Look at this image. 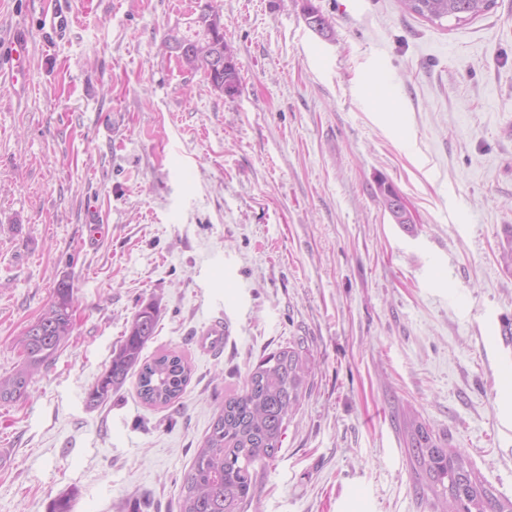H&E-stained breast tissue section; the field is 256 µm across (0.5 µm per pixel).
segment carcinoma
<instances>
[{"instance_id":"1","label":"carcinoma","mask_w":512,"mask_h":512,"mask_svg":"<svg viewBox=\"0 0 512 512\" xmlns=\"http://www.w3.org/2000/svg\"><path fill=\"white\" fill-rule=\"evenodd\" d=\"M405 11L431 22L474 19L489 11L495 0H400ZM189 34L171 31L161 48L189 47L206 43V54L186 64L203 72L213 88L238 91L239 72L233 59L222 70L213 68V58L225 57L224 27L211 4L201 10ZM159 309L153 304L140 308L124 335L112 349L104 372L87 392L86 405L97 407L120 389L132 370H137V394L150 405H169L180 399L189 384L191 368L175 352H163L142 360V352L154 337ZM73 288L61 283L49 307L30 324L18 343L22 366L0 376V401L10 402L26 394L29 370L55 359L60 346L73 331ZM309 367L297 345L270 353L249 373L241 392L224 399V405L197 449L185 474L180 512H248L257 494L256 466L273 460L282 447L286 424L298 411L307 383ZM406 448L418 467L421 480L417 493L432 495L435 512H512V499L498 497L473 469L463 454L448 447L415 419L406 424Z\"/></svg>"}]
</instances>
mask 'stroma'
<instances>
[{"label": "stroma", "mask_w": 512, "mask_h": 512, "mask_svg": "<svg viewBox=\"0 0 512 512\" xmlns=\"http://www.w3.org/2000/svg\"><path fill=\"white\" fill-rule=\"evenodd\" d=\"M214 2L232 95L159 50L205 0H49L62 35L38 0H0V35L31 37L25 80L0 76V375L59 282L75 322L0 401V512L70 491L72 512H179L225 397L294 342L308 384L249 512H430L412 417L512 499V0L459 25L399 0ZM150 302L143 355H183L184 395L147 405L132 373L87 407Z\"/></svg>", "instance_id": "stroma-1"}]
</instances>
